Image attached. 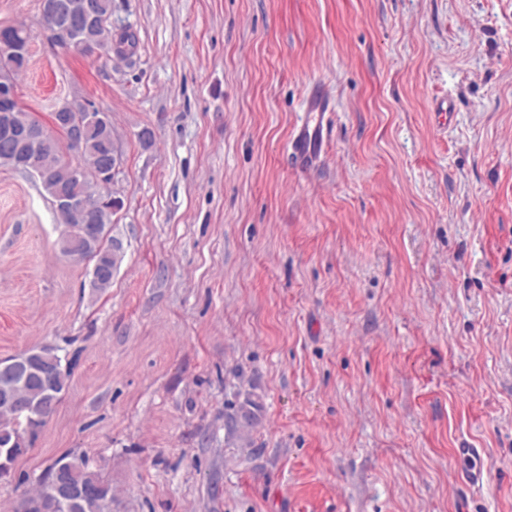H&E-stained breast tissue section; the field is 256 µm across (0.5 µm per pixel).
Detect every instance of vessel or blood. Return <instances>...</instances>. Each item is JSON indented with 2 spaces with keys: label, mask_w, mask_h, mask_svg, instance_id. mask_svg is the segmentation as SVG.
<instances>
[{
  "label": "vessel or blood",
  "mask_w": 512,
  "mask_h": 512,
  "mask_svg": "<svg viewBox=\"0 0 512 512\" xmlns=\"http://www.w3.org/2000/svg\"><path fill=\"white\" fill-rule=\"evenodd\" d=\"M332 99L328 90L314 85L303 101L304 117L288 144L289 158L300 168L315 167L327 145L330 128ZM462 480L472 489H483L487 471L483 451L479 448H459L455 451Z\"/></svg>",
  "instance_id": "obj_1"
}]
</instances>
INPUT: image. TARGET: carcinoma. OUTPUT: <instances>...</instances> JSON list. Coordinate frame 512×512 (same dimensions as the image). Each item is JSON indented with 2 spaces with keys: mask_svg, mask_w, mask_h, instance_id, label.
<instances>
[{
  "mask_svg": "<svg viewBox=\"0 0 512 512\" xmlns=\"http://www.w3.org/2000/svg\"><path fill=\"white\" fill-rule=\"evenodd\" d=\"M0 40L15 44L13 52L0 53V74L15 81L29 64L30 54L25 45L30 33L23 25L5 27L0 29ZM84 42L83 57L113 53L126 58L135 52L137 45L130 31L114 34L110 29L97 28L84 34ZM15 115L17 125L34 124L45 132L47 144L40 150L43 171L38 178L47 194L52 198L60 192L84 195L93 208V223L85 224L82 231L77 229V225L84 224L79 215L57 211L64 226L59 241L62 253L73 259L88 257L100 268L115 269L116 254L104 245V237L120 201L100 192L112 180L100 172L102 156L112 139V116L105 115L104 126L86 131L81 154V167L86 176L76 178L74 164L60 146V139H68L67 133L55 126V116H50V124L46 125L21 107ZM24 355L33 359L25 373L8 379L0 373V444L3 445L0 478L8 476L15 460L34 447L46 420L55 412L69 378V371L63 369L62 360L53 348L44 346ZM52 477L67 480L77 488V493L67 499L60 498L49 483ZM20 512H112V484L92 470L84 457L65 455L55 460L37 487L22 497Z\"/></svg>",
  "mask_w": 512,
  "mask_h": 512,
  "instance_id": "obj_1",
  "label": "carcinoma"
}]
</instances>
